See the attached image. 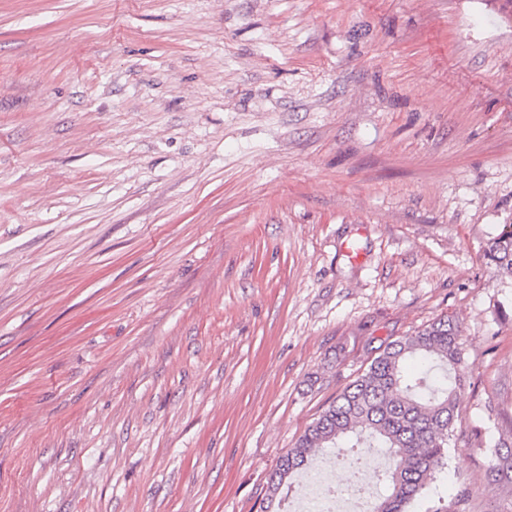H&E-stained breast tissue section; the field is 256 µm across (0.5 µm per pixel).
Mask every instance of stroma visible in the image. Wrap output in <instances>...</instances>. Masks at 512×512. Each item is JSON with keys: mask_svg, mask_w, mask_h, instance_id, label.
Here are the masks:
<instances>
[{"mask_svg": "<svg viewBox=\"0 0 512 512\" xmlns=\"http://www.w3.org/2000/svg\"><path fill=\"white\" fill-rule=\"evenodd\" d=\"M505 224L512 0H0V512H260L443 317L436 491L512 512ZM485 255L499 274L512 279V224L502 225L499 233L489 240ZM504 448L505 452L502 447L495 449L496 462L492 472L496 481L508 485L512 483V448L509 449L506 444Z\"/></svg>", "mask_w": 512, "mask_h": 512, "instance_id": "35a3bbf8", "label": "stroma"}]
</instances>
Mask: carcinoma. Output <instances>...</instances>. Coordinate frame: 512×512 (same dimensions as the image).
<instances>
[{
  "label": "carcinoma",
  "mask_w": 512,
  "mask_h": 512,
  "mask_svg": "<svg viewBox=\"0 0 512 512\" xmlns=\"http://www.w3.org/2000/svg\"><path fill=\"white\" fill-rule=\"evenodd\" d=\"M485 255L499 274L512 278V224L502 225ZM464 377L460 328L449 318L387 343L281 457L267 480L268 500L276 499L290 475L322 451L379 447L393 465L373 512H410L436 474L444 472ZM495 458V480L512 483V448L495 449ZM467 497L465 490L453 501L440 497L426 512H463Z\"/></svg>",
  "instance_id": "1"
}]
</instances>
